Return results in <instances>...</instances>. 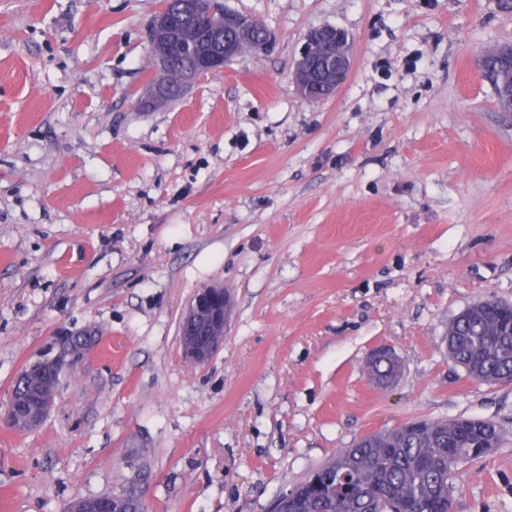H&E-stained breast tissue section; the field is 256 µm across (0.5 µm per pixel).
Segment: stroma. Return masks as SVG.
I'll use <instances>...</instances> for the list:
<instances>
[{"mask_svg": "<svg viewBox=\"0 0 512 512\" xmlns=\"http://www.w3.org/2000/svg\"><path fill=\"white\" fill-rule=\"evenodd\" d=\"M243 51L163 105L161 0H0V512L134 493L145 512H272L360 438L475 418L505 440L459 466L454 512H512V383L468 379L449 322L512 302V124L477 59L512 44L497 0H223ZM351 41L329 97L292 79L308 31ZM223 345L184 357L195 293ZM96 342L69 354L70 336ZM403 373L379 389L370 351ZM58 362L40 427L12 386ZM229 299L224 288L207 287L200 289L184 317L182 323L188 324L181 327L180 336H196L192 331V324H204L212 331V335L204 336L209 339L213 336H221L217 342L208 345H200L189 338L182 341L183 354L190 361L197 364H205L224 342V333L227 325V307ZM56 396H39L34 402H20L9 407L8 421L17 431H27L38 426L54 406Z\"/></svg>", "mask_w": 512, "mask_h": 512, "instance_id": "stroma-1", "label": "stroma"}]
</instances>
